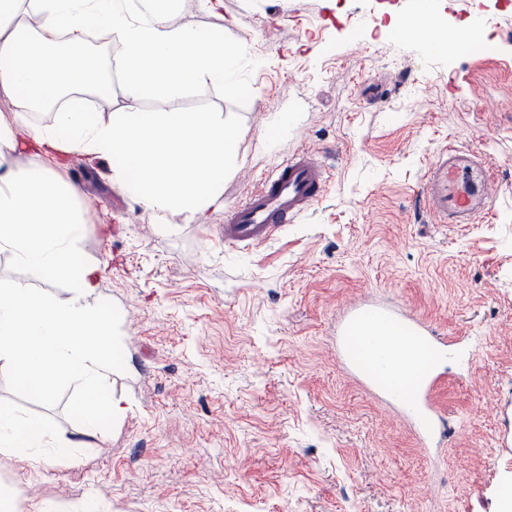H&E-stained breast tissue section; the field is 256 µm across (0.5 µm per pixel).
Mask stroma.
Instances as JSON below:
<instances>
[{
	"instance_id": "35a3bbf8",
	"label": "stroma",
	"mask_w": 512,
	"mask_h": 512,
	"mask_svg": "<svg viewBox=\"0 0 512 512\" xmlns=\"http://www.w3.org/2000/svg\"><path fill=\"white\" fill-rule=\"evenodd\" d=\"M177 22L242 46L229 85L145 112H221L238 163L224 209L158 224L110 162L63 155L78 190L89 303L115 326L106 388L125 413L84 432L75 385L42 397L0 363V405L40 420L74 457L0 454V492L55 512H503L512 501V9L503 0H178ZM431 15L447 46L399 38ZM474 36L478 49L461 46ZM482 155L495 187L473 224L434 220L422 188L447 145ZM305 150L323 195L278 236L230 248L224 210ZM67 301V280L0 251V287ZM374 298L468 339L435 399L451 433L431 448L350 380L336 326Z\"/></svg>"
}]
</instances>
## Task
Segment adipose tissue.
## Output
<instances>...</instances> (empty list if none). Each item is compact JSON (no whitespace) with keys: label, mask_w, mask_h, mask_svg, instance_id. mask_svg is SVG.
Here are the masks:
<instances>
[{"label":"adipose tissue","mask_w":512,"mask_h":512,"mask_svg":"<svg viewBox=\"0 0 512 512\" xmlns=\"http://www.w3.org/2000/svg\"><path fill=\"white\" fill-rule=\"evenodd\" d=\"M38 14L30 25L26 12ZM173 0H0V92L11 95V115L0 113V248L26 265L68 279L66 303L34 296L15 284L0 288V360L19 381L50 396L60 383L81 387L85 430L100 416L120 418V399L105 393L101 377L111 370L112 322L82 297L92 270L80 262L77 191L51 168L20 173L3 165L16 150L23 114L41 100L98 88L100 62L89 53L86 30L103 28L123 47L122 82L127 104L110 121L92 123L83 112L61 109L55 122L34 132L38 153L54 159L79 151L110 160L112 178L133 184L144 213L157 222L171 215L201 219L224 206V179L237 164L236 136L215 112H142L139 100H167L193 85L223 83L237 54L220 31L202 32L176 23ZM47 430L34 419L0 410V454L44 462Z\"/></svg>","instance_id":"ef3b65f1"}]
</instances>
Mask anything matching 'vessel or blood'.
Segmentation results:
<instances>
[{
    "mask_svg": "<svg viewBox=\"0 0 512 512\" xmlns=\"http://www.w3.org/2000/svg\"><path fill=\"white\" fill-rule=\"evenodd\" d=\"M482 157L441 150L424 185L432 213L451 224H470L492 205V184L484 179ZM328 172L311 154L298 152L265 177L224 219V243L249 248L272 239L285 224L305 213L326 187ZM336 352L344 369L394 403L424 446L443 437L433 392L442 374L429 366L430 354H458L456 340L404 311L371 299L352 303L337 329ZM405 360L412 385L391 377Z\"/></svg>",
    "mask_w": 512,
    "mask_h": 512,
    "instance_id": "1",
    "label": "vessel or blood"
}]
</instances>
